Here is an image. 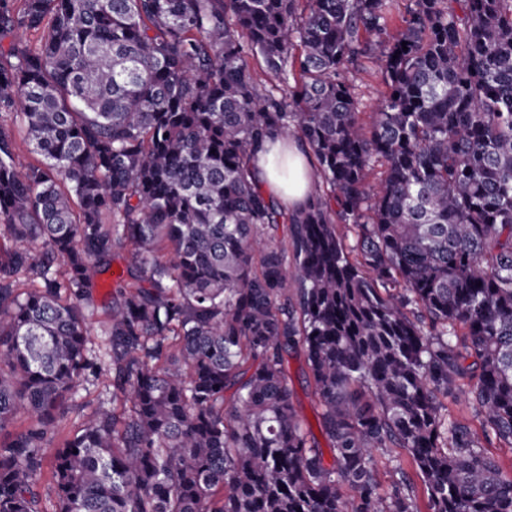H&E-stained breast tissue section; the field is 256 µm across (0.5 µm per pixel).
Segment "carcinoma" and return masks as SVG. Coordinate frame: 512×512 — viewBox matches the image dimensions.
Wrapping results in <instances>:
<instances>
[{"instance_id":"obj_1","label":"carcinoma","mask_w":512,"mask_h":512,"mask_svg":"<svg viewBox=\"0 0 512 512\" xmlns=\"http://www.w3.org/2000/svg\"><path fill=\"white\" fill-rule=\"evenodd\" d=\"M396 3L0 0V124L36 155L0 129V512H46V473L53 512H419L415 476L426 512H512L483 446L512 448V0H406L394 35ZM291 130L320 179L293 211L251 165ZM121 249L112 407L56 445ZM376 448L415 476L381 490ZM348 77L354 88L359 111L366 112L364 118L369 120L368 116L374 112L377 99L385 91L383 78L374 68L351 71ZM286 368L289 376V384L294 391V403L295 406L302 416V418L308 422L315 434L317 440L320 443L321 448H324L325 461L327 463L332 462V456L328 449V445L321 435L317 420H316V409L312 401L310 388L307 387L305 382V373L307 368L302 359L288 358Z\"/></svg>"}]
</instances>
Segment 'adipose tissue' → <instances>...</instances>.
Wrapping results in <instances>:
<instances>
[{"mask_svg": "<svg viewBox=\"0 0 512 512\" xmlns=\"http://www.w3.org/2000/svg\"><path fill=\"white\" fill-rule=\"evenodd\" d=\"M253 175L267 193L286 202L289 208L304 207L313 187L310 150L294 138H279L256 152Z\"/></svg>", "mask_w": 512, "mask_h": 512, "instance_id": "obj_1", "label": "adipose tissue"}]
</instances>
